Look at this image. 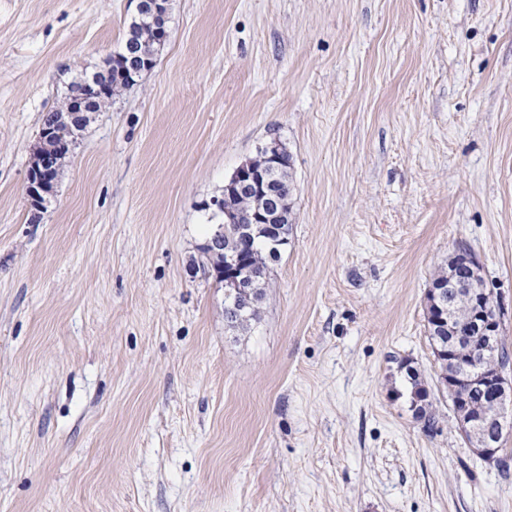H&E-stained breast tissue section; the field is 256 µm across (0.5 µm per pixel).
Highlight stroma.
<instances>
[{
    "label": "stroma",
    "instance_id": "35a3bbf8",
    "mask_svg": "<svg viewBox=\"0 0 512 512\" xmlns=\"http://www.w3.org/2000/svg\"><path fill=\"white\" fill-rule=\"evenodd\" d=\"M135 13L0 0V512H512L425 319L466 245L512 353V0H170L33 219L42 118ZM273 140L293 224L240 332L202 206ZM406 392L409 409L413 416L424 422V426L433 430L436 418L433 413L432 393L421 380L416 369L411 365L405 368Z\"/></svg>",
    "mask_w": 512,
    "mask_h": 512
}]
</instances>
